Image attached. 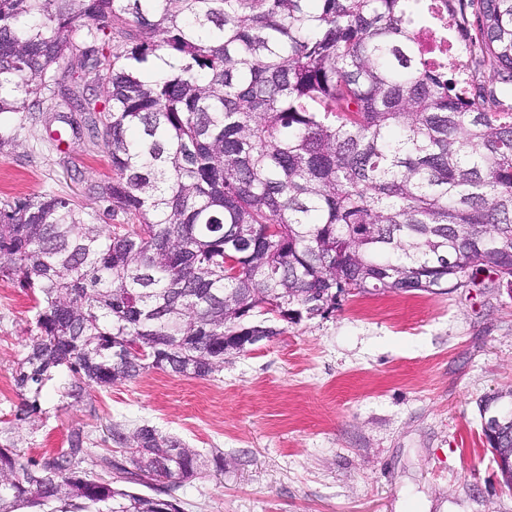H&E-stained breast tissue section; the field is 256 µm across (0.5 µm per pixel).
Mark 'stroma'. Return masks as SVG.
I'll return each instance as SVG.
<instances>
[{"mask_svg": "<svg viewBox=\"0 0 512 512\" xmlns=\"http://www.w3.org/2000/svg\"><path fill=\"white\" fill-rule=\"evenodd\" d=\"M106 154L72 137L53 146L30 125L0 154V199L51 190L112 216L85 193L106 179ZM33 302L0 280V421L18 399L13 373ZM512 392V291L486 281L445 294L345 297L323 317L289 324L211 377L156 369L70 403L46 386L36 430L12 437L25 456L65 447L80 427L99 443L109 421L150 424L205 458L179 489L184 512H512L482 434L479 403Z\"/></svg>", "mask_w": 512, "mask_h": 512, "instance_id": "1", "label": "stroma"}]
</instances>
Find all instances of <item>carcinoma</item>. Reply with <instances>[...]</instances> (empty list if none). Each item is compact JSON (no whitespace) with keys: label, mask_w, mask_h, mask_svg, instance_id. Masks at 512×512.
<instances>
[{"label":"carcinoma","mask_w":512,"mask_h":512,"mask_svg":"<svg viewBox=\"0 0 512 512\" xmlns=\"http://www.w3.org/2000/svg\"><path fill=\"white\" fill-rule=\"evenodd\" d=\"M419 6L0 0V114L55 101L111 163L87 194L122 214L0 200V279L35 310L11 428L38 427L62 371L76 403L150 368L206 379L237 337L270 341L343 294L512 284V0H440L497 80L462 90L425 62ZM22 129L0 128V154ZM107 440L97 457L81 428L37 458L1 444L0 512H183L198 451L145 423Z\"/></svg>","instance_id":"obj_1"}]
</instances>
